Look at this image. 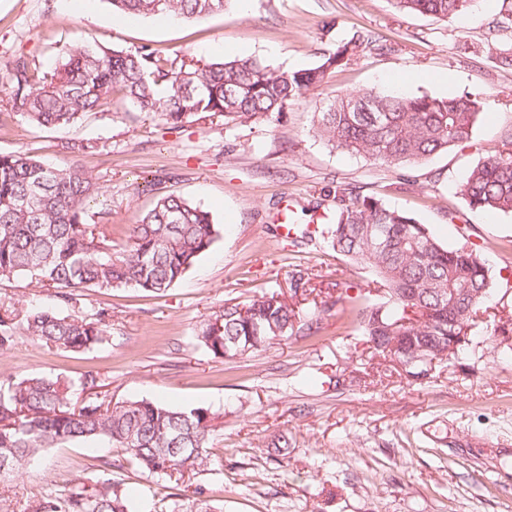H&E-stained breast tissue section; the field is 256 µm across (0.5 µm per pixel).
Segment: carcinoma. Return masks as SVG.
Listing matches in <instances>:
<instances>
[{"label":"carcinoma","instance_id":"cac0c4a2","mask_svg":"<svg viewBox=\"0 0 512 512\" xmlns=\"http://www.w3.org/2000/svg\"><path fill=\"white\" fill-rule=\"evenodd\" d=\"M226 0H108L134 15L166 14L195 20L224 11ZM408 14L446 19L474 9L480 0H391ZM381 50L378 39L358 32L301 70L274 69L251 57L208 64H176L155 51L127 52L73 46L51 73L20 57L8 78L1 113L20 112L39 127L64 128L112 103V94L141 112L176 125L197 116L222 117L224 125L278 120L286 106L325 83L331 69L361 49ZM164 83L159 95L155 86ZM482 102L476 94L408 95L375 88L338 94L317 113L313 132L334 148L400 166L422 162L472 138ZM101 187L78 161L48 165L30 155L0 154V281L30 277L58 289L69 306L81 288H136L159 295L181 279L217 239L210 213L187 199L159 197L130 230L123 255L112 253L108 225L90 222L87 204ZM458 193L472 211L512 213V141L468 172ZM327 223L307 231L327 240L337 254L366 264L383 299L353 308L369 352L406 363L411 383L427 374L422 357L443 361L448 337L476 334L477 313L490 291L480 247L470 241L441 245L409 213L372 197L336 191ZM421 309L409 325L407 308ZM101 310L94 319L40 307L0 303V349L19 331L48 349L79 353L105 339ZM294 308L276 291L249 303L224 304L203 326L198 341L216 357H243L293 332ZM417 357L419 361L409 364ZM96 377L74 382L31 376L0 387V476L17 472L46 449L69 441H104L130 453L148 472L179 483L209 461L213 414L148 400L113 405L73 396L93 389ZM31 512H139L106 472L91 484L48 494Z\"/></svg>","mask_w":512,"mask_h":512}]
</instances>
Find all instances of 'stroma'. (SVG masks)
<instances>
[{"label": "stroma", "mask_w": 512, "mask_h": 512, "mask_svg": "<svg viewBox=\"0 0 512 512\" xmlns=\"http://www.w3.org/2000/svg\"><path fill=\"white\" fill-rule=\"evenodd\" d=\"M499 19V0L445 20L400 12L390 0H227L223 12L196 21L129 19L107 0H0V100L17 57L48 71L71 45L146 48L201 64L253 57L281 69L315 66L359 31L384 45L332 70L272 123L228 128L207 117L174 127L118 101L60 129L0 114V154L54 165L73 158L67 144L93 143L76 158L102 188L90 213L111 225L114 249L167 194L201 205L220 229L163 295L76 290L70 314H110L105 340L92 349L50 350L21 333L0 350V382L90 373L93 400L209 409L208 467L174 490L124 449L71 441L0 478L15 512L107 468L148 512L199 500L212 512H512V213L470 211L457 192L471 167L512 138V68L487 45L492 32L512 43V28L496 29ZM371 87L473 92L483 111L470 143L419 164L374 163L315 137V115L336 95ZM339 186L409 212L443 245H481L491 292L463 360L410 383L371 359L347 312L368 298L370 269L323 240L295 244L278 234L283 207L306 229L335 206L328 192ZM299 280L304 290H295ZM267 290L295 295L303 311L326 301L317 331L295 325L288 338L235 359L197 343L214 311ZM0 302L59 305L55 288L26 278L1 282Z\"/></svg>", "instance_id": "stroma-1"}]
</instances>
